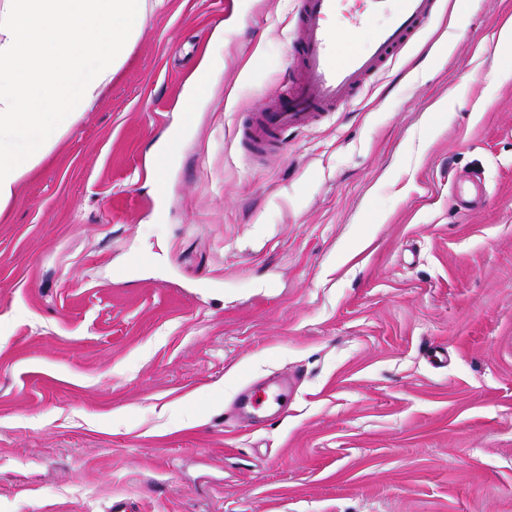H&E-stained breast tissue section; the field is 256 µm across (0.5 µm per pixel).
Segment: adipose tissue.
<instances>
[{
    "instance_id": "ef3b65f1",
    "label": "adipose tissue",
    "mask_w": 512,
    "mask_h": 512,
    "mask_svg": "<svg viewBox=\"0 0 512 512\" xmlns=\"http://www.w3.org/2000/svg\"><path fill=\"white\" fill-rule=\"evenodd\" d=\"M166 0H0V211L125 62Z\"/></svg>"
}]
</instances>
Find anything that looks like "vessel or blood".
<instances>
[{"label": "vessel or blood", "mask_w": 512, "mask_h": 512, "mask_svg": "<svg viewBox=\"0 0 512 512\" xmlns=\"http://www.w3.org/2000/svg\"><path fill=\"white\" fill-rule=\"evenodd\" d=\"M437 6L438 0H297L296 34L289 47L294 66L288 85L269 98L262 111L243 113L241 146L263 156L328 113L347 108L422 30ZM379 11L388 12L390 19L375 28L365 43L337 38L333 21L339 14H349L360 27Z\"/></svg>", "instance_id": "vessel-or-blood-1"}]
</instances>
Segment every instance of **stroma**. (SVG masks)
Instances as JSON below:
<instances>
[{"label": "stroma", "mask_w": 512, "mask_h": 512, "mask_svg": "<svg viewBox=\"0 0 512 512\" xmlns=\"http://www.w3.org/2000/svg\"><path fill=\"white\" fill-rule=\"evenodd\" d=\"M511 23L440 0L259 161L236 124L288 80L296 0L150 13L0 215V512H512ZM289 374L284 410L240 420Z\"/></svg>", "instance_id": "obj_1"}]
</instances>
